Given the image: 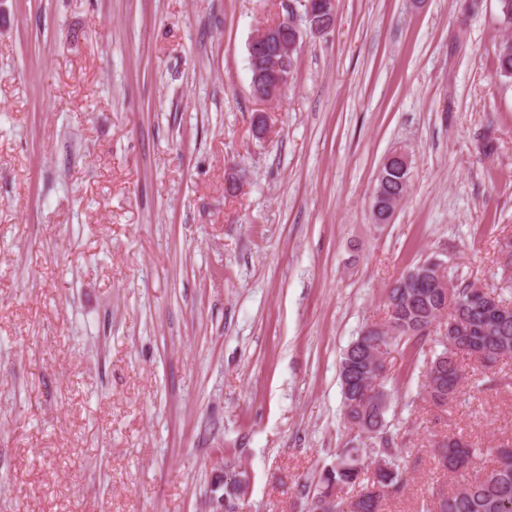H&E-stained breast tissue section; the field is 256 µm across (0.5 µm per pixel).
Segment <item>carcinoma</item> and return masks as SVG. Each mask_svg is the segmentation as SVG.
Segmentation results:
<instances>
[{"label":"carcinoma","instance_id":"1","mask_svg":"<svg viewBox=\"0 0 512 512\" xmlns=\"http://www.w3.org/2000/svg\"><path fill=\"white\" fill-rule=\"evenodd\" d=\"M497 73L512 79V39L501 41L497 52ZM411 169L396 164L384 165L379 171L372 191L373 221L383 220V212L394 209L396 195L408 192ZM446 277L456 292L455 304L442 313L440 295L433 288H419L412 293L399 287L386 294L387 317L395 336L401 340L422 339L430 335L428 324L439 334L440 352L429 360L427 371L431 380L424 386L425 396L437 407L454 400L466 376L461 360H474L482 369H491L498 360L512 357V313L494 316L486 301L471 299L470 284L459 282V275L446 269ZM383 367L372 369L360 353L359 340H354L343 354L339 378L343 408L360 400L345 422L361 432L374 431L379 438L376 457L384 462L365 476L363 449L343 448L336 459L320 476L316 496L343 491L346 487L361 486L359 497L350 503L337 499L335 512H382L383 501L399 492L408 483V466L403 449L396 446L388 429L387 412L390 393L386 389ZM371 380L377 392L364 398L359 382ZM438 465L451 480L444 490H432L429 505L423 512H512V445L500 443L494 448H476L462 436L452 435L433 449ZM245 472L233 462L224 463V479L214 489L224 497L227 509L237 508V489Z\"/></svg>","mask_w":512,"mask_h":512}]
</instances>
